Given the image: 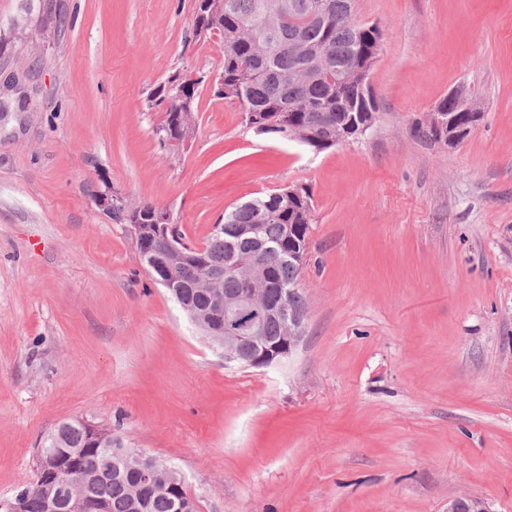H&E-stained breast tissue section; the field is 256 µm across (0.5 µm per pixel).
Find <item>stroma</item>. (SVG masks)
<instances>
[{
	"label": "stroma",
	"mask_w": 512,
	"mask_h": 512,
	"mask_svg": "<svg viewBox=\"0 0 512 512\" xmlns=\"http://www.w3.org/2000/svg\"><path fill=\"white\" fill-rule=\"evenodd\" d=\"M379 112L316 152L199 85L159 144L152 92L215 73L194 0H0V503L58 421L173 466L198 512H512V0H355ZM465 86L483 118L423 135ZM203 245L235 205L310 187L305 333L225 364L143 266L104 185Z\"/></svg>",
	"instance_id": "stroma-1"
}]
</instances>
